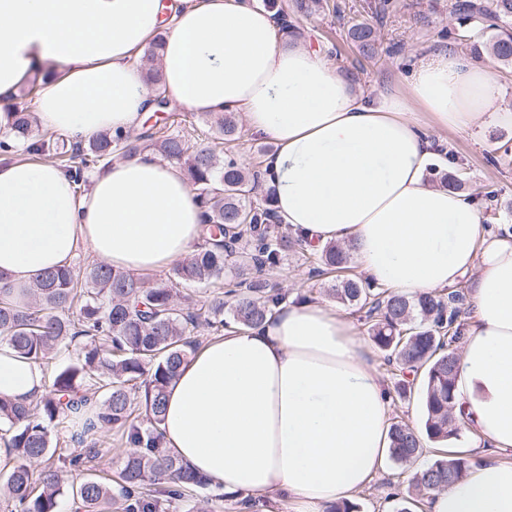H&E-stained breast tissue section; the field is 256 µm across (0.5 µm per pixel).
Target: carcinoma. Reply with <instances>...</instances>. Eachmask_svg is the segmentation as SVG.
I'll return each mask as SVG.
<instances>
[{"instance_id":"cac0c4a2","label":"carcinoma","mask_w":512,"mask_h":512,"mask_svg":"<svg viewBox=\"0 0 512 512\" xmlns=\"http://www.w3.org/2000/svg\"><path fill=\"white\" fill-rule=\"evenodd\" d=\"M453 12L459 25L470 26V52L487 51L512 64V0H457ZM349 38L362 51L374 53L372 29L355 24ZM163 47L157 36L144 57L156 109L168 111L155 61ZM29 85L12 105L14 139L0 140V154L16 152L14 140L30 142L29 155H53L74 183L84 174L115 159L152 150L181 166L203 209V239L189 257L173 264L170 276L153 284L107 264L50 271L17 292L0 286V342L22 359L39 366L49 355L73 349L75 360L58 368L44 392L29 404L0 397V440L17 454L5 493L16 512H59L69 498L76 512H157L154 494L179 497L189 488L205 489L210 482L160 448V424L166 392L180 366L196 349L192 333L203 326L215 333L235 325L257 328L286 294L268 274L278 269L294 248L300 249L309 273L339 272L328 293L336 302L363 314L374 344L386 353L398 372L397 387L405 394L421 383L424 433L434 448L421 447L418 431L403 421L390 425V459L411 464L424 453L432 459L419 468L401 497L397 512H410L415 498L463 478L468 455L446 449L457 440L460 423L454 414L458 349L464 339L469 305L462 288L407 297L377 287L349 269L354 246L328 244L317 252L282 230L273 207L276 189L264 187L256 163L249 169L219 146L237 140L239 115L226 110L214 116L215 143L188 146L177 136L159 135L154 127L137 134L107 131L84 148L65 150L41 134L25 99ZM184 283L218 289L205 308L183 309L175 289ZM142 390L141 404L149 426L134 416L131 390ZM121 431L133 447L121 461L117 476L90 474L77 484L65 480L63 469H80L97 454L108 429ZM67 433L79 449L62 458V467H44L34 478L30 466L55 453L52 431Z\"/></svg>"}]
</instances>
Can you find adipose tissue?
<instances>
[{"mask_svg": "<svg viewBox=\"0 0 512 512\" xmlns=\"http://www.w3.org/2000/svg\"><path fill=\"white\" fill-rule=\"evenodd\" d=\"M164 34L163 90L198 113L232 109L276 145L263 177L276 211L306 244H354L366 277L406 296L468 278L473 318L455 381L464 448H512V234L479 206L426 181L430 129L512 125L488 64L423 52L404 88L357 92L337 65L243 0H0L3 109L34 73L42 130L84 144L128 133L153 108L137 63ZM78 191L47 162L0 160V276L26 288L69 267L81 246L115 269L150 273L200 241L202 214L179 165L143 151L94 170ZM42 368L0 344V396L42 394ZM387 381L329 302L288 296L254 329L206 341L168 388L165 450L227 493L327 512L380 472L389 451ZM429 512H512V461L482 455L433 491Z\"/></svg>", "mask_w": 512, "mask_h": 512, "instance_id": "1", "label": "adipose tissue"}]
</instances>
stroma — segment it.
Wrapping results in <instances>:
<instances>
[{"label":"stroma","instance_id":"1","mask_svg":"<svg viewBox=\"0 0 512 512\" xmlns=\"http://www.w3.org/2000/svg\"><path fill=\"white\" fill-rule=\"evenodd\" d=\"M381 0H327L324 10L309 16L289 14L293 27L302 30L311 48L351 75L364 94L395 88L406 76L415 56L434 47L448 46L444 33L456 27L452 14L454 0H397L396 9L380 12ZM370 24L379 39L375 60H367L350 43L347 33L357 23ZM165 133L185 136L190 144L207 142L212 130L206 117L185 108L154 115ZM436 148L453 151L463 163L471 183L499 193L498 205L483 212L488 224L512 227V127L478 125L468 131L436 130ZM271 278L280 285L299 287L310 299H326L325 279L309 275L297 253H289ZM408 486L402 468L387 464L355 497L361 512H397L399 494ZM269 503L246 504L244 495H228L216 487L190 489L182 498L162 499L159 512H268Z\"/></svg>","mask_w":512,"mask_h":512}]
</instances>
